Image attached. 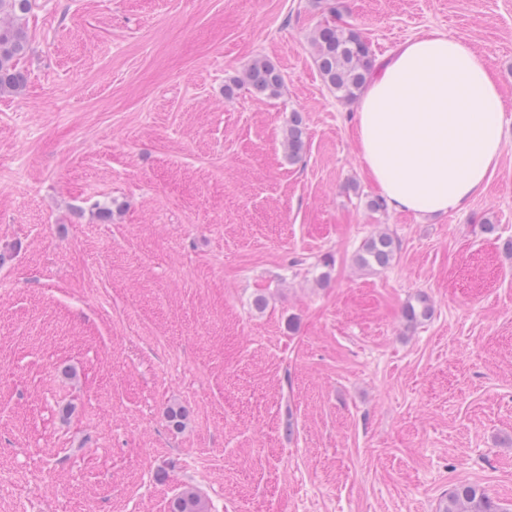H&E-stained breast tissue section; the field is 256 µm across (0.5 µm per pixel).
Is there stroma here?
Wrapping results in <instances>:
<instances>
[{
    "instance_id": "stroma-1",
    "label": "stroma",
    "mask_w": 512,
    "mask_h": 512,
    "mask_svg": "<svg viewBox=\"0 0 512 512\" xmlns=\"http://www.w3.org/2000/svg\"><path fill=\"white\" fill-rule=\"evenodd\" d=\"M329 18L378 58L423 30L487 57L507 108L482 195L370 210L355 104L310 45ZM27 26L0 95V512L512 500V0H36ZM257 57L282 95H226ZM380 230L393 263L360 267ZM302 135V118L298 113H292L285 137V143L288 149V157L290 159H298L302 154L304 148ZM438 512H512V501H500L479 485L461 483L441 497ZM169 512H207L205 500L193 488L184 489L169 506Z\"/></svg>"
}]
</instances>
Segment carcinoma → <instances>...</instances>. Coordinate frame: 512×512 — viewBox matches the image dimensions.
Instances as JSON below:
<instances>
[{"mask_svg": "<svg viewBox=\"0 0 512 512\" xmlns=\"http://www.w3.org/2000/svg\"><path fill=\"white\" fill-rule=\"evenodd\" d=\"M32 7L33 0H0V95L19 92L26 82L20 61L29 48L26 20ZM311 45L328 89L341 100L356 99L373 71L374 54L367 39L353 29L326 21L315 29ZM243 81L270 98L279 97L285 83L282 72L263 58L254 59L247 66L244 79H230L226 91L233 92ZM302 135V118L294 112L285 137L288 157L293 160L303 152ZM397 249L392 236L372 235L363 243L357 261L363 267L386 268L394 260ZM429 314L427 300L420 297L418 305H407L404 318L407 323L415 324ZM169 512H207V505L196 490L186 488L171 501ZM438 512H512V502L492 497L479 485L461 483L441 497Z\"/></svg>", "mask_w": 512, "mask_h": 512, "instance_id": "1", "label": "carcinoma"}]
</instances>
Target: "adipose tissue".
<instances>
[{
    "mask_svg": "<svg viewBox=\"0 0 512 512\" xmlns=\"http://www.w3.org/2000/svg\"><path fill=\"white\" fill-rule=\"evenodd\" d=\"M505 108L487 58L431 30L379 62L359 98L355 138L393 209L446 214L484 192L502 156Z\"/></svg>",
    "mask_w": 512,
    "mask_h": 512,
    "instance_id": "adipose-tissue-1",
    "label": "adipose tissue"
}]
</instances>
